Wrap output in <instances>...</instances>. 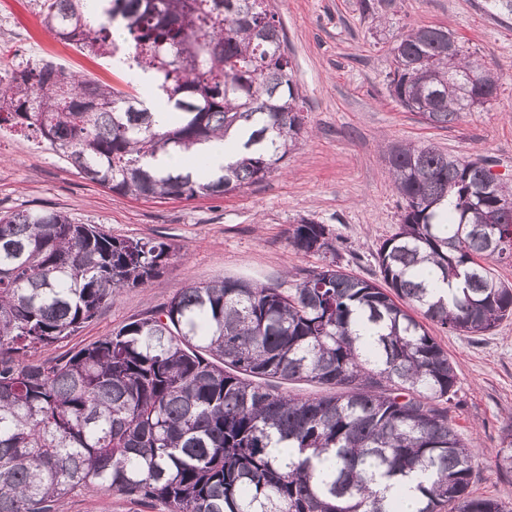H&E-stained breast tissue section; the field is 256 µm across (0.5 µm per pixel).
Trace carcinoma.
Instances as JSON below:
<instances>
[{"label":"carcinoma","mask_w":512,"mask_h":512,"mask_svg":"<svg viewBox=\"0 0 512 512\" xmlns=\"http://www.w3.org/2000/svg\"><path fill=\"white\" fill-rule=\"evenodd\" d=\"M43 22L81 51L154 73L146 101L47 60L0 80V127L30 132L118 196H222L280 169L304 130L284 34L267 0H43ZM444 36L396 39L391 95L447 127L498 78ZM219 140L238 159L162 171L160 155ZM404 201L377 248L385 286L346 272L336 236L303 220L290 246L321 266L283 288L226 277L179 288L159 311L55 360L123 290L155 278L170 244L117 238L54 209L0 215V512H64L78 490L168 512H402L380 489L423 475L416 512H512L470 492L475 455L448 416L457 373L433 324L481 336L512 317V222L485 192L490 165L433 146L386 147ZM445 283L435 297L422 265ZM319 388L293 394L289 384ZM296 448L279 461L271 449Z\"/></svg>","instance_id":"1"}]
</instances>
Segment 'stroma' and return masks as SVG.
Masks as SVG:
<instances>
[{
  "label": "stroma",
  "mask_w": 512,
  "mask_h": 512,
  "mask_svg": "<svg viewBox=\"0 0 512 512\" xmlns=\"http://www.w3.org/2000/svg\"><path fill=\"white\" fill-rule=\"evenodd\" d=\"M41 0H0V73L27 60H50L124 91L150 97L148 85L113 69L110 59L78 50L42 24ZM504 0H269L281 23L293 77L304 101L305 130L281 169L221 197L144 199L112 194L86 180L48 143L0 131V213L51 208L118 238H156L174 257L147 285L122 292L74 336L43 349L53 359L111 335L161 308L179 288L224 277L284 281L321 266L295 251L289 232L301 219L335 234L341 264L380 280L378 245L400 223L403 203L385 147L425 143L469 160L484 156L512 185V11ZM442 27L464 51L500 77L496 99L462 113L448 128L422 122L391 96L387 74L395 36ZM457 372L449 414L475 453L470 490L512 506V474L494 465L502 427L512 416V318L484 336L431 327ZM67 512H167L157 501L130 503L117 494L84 490Z\"/></svg>",
  "instance_id": "35a3bbf8"
}]
</instances>
